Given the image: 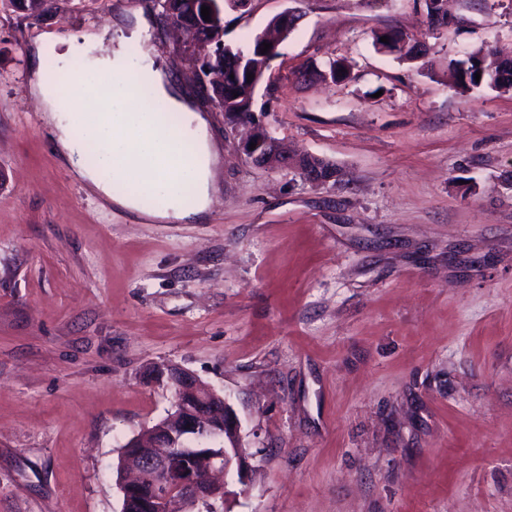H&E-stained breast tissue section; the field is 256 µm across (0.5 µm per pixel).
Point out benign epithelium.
Instances as JSON below:
<instances>
[{
    "label": "benign epithelium",
    "instance_id": "obj_1",
    "mask_svg": "<svg viewBox=\"0 0 512 512\" xmlns=\"http://www.w3.org/2000/svg\"><path fill=\"white\" fill-rule=\"evenodd\" d=\"M248 0H189L181 8V0H167L168 14L181 18V32L189 39L181 41L178 51L195 57L200 63L215 58L232 75H240V65L254 49H263L265 64L279 55L281 44L295 29L300 16L293 11L284 12L271 19L259 35V43L232 47L219 35L202 40L200 27L203 17L201 7L210 8V18L218 15V8L228 3L241 8ZM235 125L249 128L242 142V151L252 163L261 167L291 165L309 182L324 184L336 180V165L312 154L291 156L281 143L264 127L257 124L251 112H233ZM256 144L250 148V144ZM155 379L166 384L176 394L172 410L167 416L130 439L123 449L116 467V483L122 502L130 503L143 483H148L152 496L141 504L145 512H200L204 506L224 502L228 491L223 482L214 479L217 471L226 473L237 468L239 480L246 482L248 464L246 449L241 443L240 421L226 397L217 393L193 373L175 365L160 366L154 371ZM187 457L204 455L208 466L204 470L180 467L174 449Z\"/></svg>",
    "mask_w": 512,
    "mask_h": 512
}]
</instances>
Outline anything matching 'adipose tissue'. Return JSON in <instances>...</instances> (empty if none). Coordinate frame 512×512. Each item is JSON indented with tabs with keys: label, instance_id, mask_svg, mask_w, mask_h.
<instances>
[{
	"label": "adipose tissue",
	"instance_id": "ef3b65f1",
	"mask_svg": "<svg viewBox=\"0 0 512 512\" xmlns=\"http://www.w3.org/2000/svg\"><path fill=\"white\" fill-rule=\"evenodd\" d=\"M147 76L158 102L171 110L187 111L180 96L169 93L160 71L143 74L118 51L87 61L78 77L63 85L36 76L32 91L42 102L45 120L58 131L64 158L94 194L136 213L144 197L163 196L169 204L161 218H200L215 191L217 154L204 135L206 121L187 112L186 134L167 128L158 112L143 102L142 84ZM90 146L98 154L95 168L84 162ZM115 180L133 183L135 192L113 195ZM187 188L195 194L191 206L182 202Z\"/></svg>",
	"mask_w": 512,
	"mask_h": 512
}]
</instances>
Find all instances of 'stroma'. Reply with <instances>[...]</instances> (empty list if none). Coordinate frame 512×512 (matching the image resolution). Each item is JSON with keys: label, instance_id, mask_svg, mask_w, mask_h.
Segmentation results:
<instances>
[{"label": "stroma", "instance_id": "stroma-1", "mask_svg": "<svg viewBox=\"0 0 512 512\" xmlns=\"http://www.w3.org/2000/svg\"><path fill=\"white\" fill-rule=\"evenodd\" d=\"M250 0L245 46L301 20L254 93L287 146L336 163L306 181L241 153L150 0L0 7V512H121L125 443L174 396L175 364L224 394L251 469L223 512H512V90L458 92L482 46L512 54V0ZM207 115L217 187L202 221L105 203L68 170L29 94L32 49L104 26ZM395 26L427 45L379 52ZM351 66L340 83L306 67ZM382 36H388L389 44H392L394 48L397 49L398 58L405 61H413L417 60L420 57L421 53H415L414 49L411 46H408L407 50L404 51V46H399L400 43H405L406 39L409 38L404 34L402 30L397 27H388L384 30L374 33V44L376 45H384L387 43L380 42V38Z\"/></svg>", "mask_w": 512, "mask_h": 512}]
</instances>
